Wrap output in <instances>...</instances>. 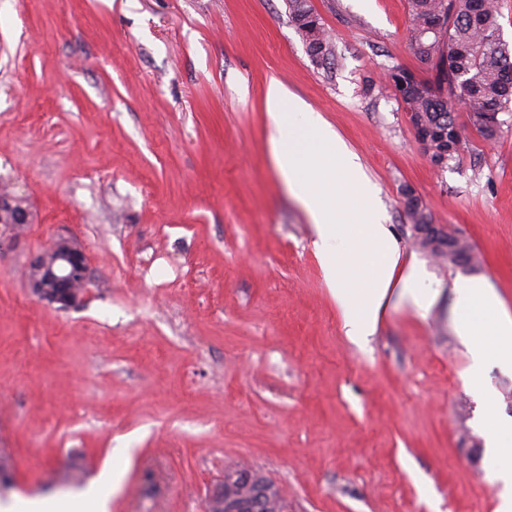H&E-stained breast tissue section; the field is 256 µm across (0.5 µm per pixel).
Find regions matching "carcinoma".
<instances>
[{
  "label": "carcinoma",
  "mask_w": 512,
  "mask_h": 512,
  "mask_svg": "<svg viewBox=\"0 0 512 512\" xmlns=\"http://www.w3.org/2000/svg\"><path fill=\"white\" fill-rule=\"evenodd\" d=\"M287 4L310 55L317 61L332 56L326 29L310 0H287ZM407 4L413 46L434 72V80L423 81L401 66L388 71V80L415 120L432 161L442 166L466 140V129L455 120L457 109L468 112L485 139L499 135L498 114L512 111V49L497 35L496 0H407ZM405 206L413 223H430L409 191ZM436 254L455 266L474 262L469 242L452 234L444 235Z\"/></svg>",
  "instance_id": "carcinoma-1"
}]
</instances>
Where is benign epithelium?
Instances as JSON below:
<instances>
[{"label": "benign epithelium", "instance_id": "benign-epithelium-1", "mask_svg": "<svg viewBox=\"0 0 512 512\" xmlns=\"http://www.w3.org/2000/svg\"><path fill=\"white\" fill-rule=\"evenodd\" d=\"M26 284L37 300L69 310L82 305L91 294L92 271L82 244L60 236L26 267ZM208 512H288L279 487L256 469L237 465L224 470L212 490Z\"/></svg>", "mask_w": 512, "mask_h": 512}]
</instances>
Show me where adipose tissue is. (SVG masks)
<instances>
[{
    "label": "adipose tissue",
    "instance_id": "1",
    "mask_svg": "<svg viewBox=\"0 0 512 512\" xmlns=\"http://www.w3.org/2000/svg\"><path fill=\"white\" fill-rule=\"evenodd\" d=\"M265 108L273 128V162L311 219L312 248L349 342L366 348L389 310L407 305L425 315L447 294L473 388L484 390L489 366L512 373V313L488 281L447 285L433 278L421 259L399 248L374 186L336 130L276 79L266 88ZM487 444L499 461V512H512V424L490 422ZM111 482L106 468L88 492L31 497L23 507L25 512H108L109 498L100 488Z\"/></svg>",
    "mask_w": 512,
    "mask_h": 512
}]
</instances>
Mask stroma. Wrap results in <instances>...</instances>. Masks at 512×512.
Returning <instances> with one entry per match:
<instances>
[{
    "label": "stroma",
    "mask_w": 512,
    "mask_h": 512,
    "mask_svg": "<svg viewBox=\"0 0 512 512\" xmlns=\"http://www.w3.org/2000/svg\"><path fill=\"white\" fill-rule=\"evenodd\" d=\"M310 3L327 63L285 0H0V183L34 214L0 252V500L112 463L110 512H207L245 462L291 512H497L485 430L512 421V374L470 392L447 301L390 311L367 350L348 341L264 95L277 78L336 129L402 251L446 282L485 277L511 309L512 112L435 165L385 79L432 77L407 0ZM408 190L476 264L422 246ZM59 233L91 258L79 309L23 280ZM288 10L301 34L310 55L317 61L332 56V48L320 17L309 0H287Z\"/></svg>",
    "instance_id": "1"
}]
</instances>
